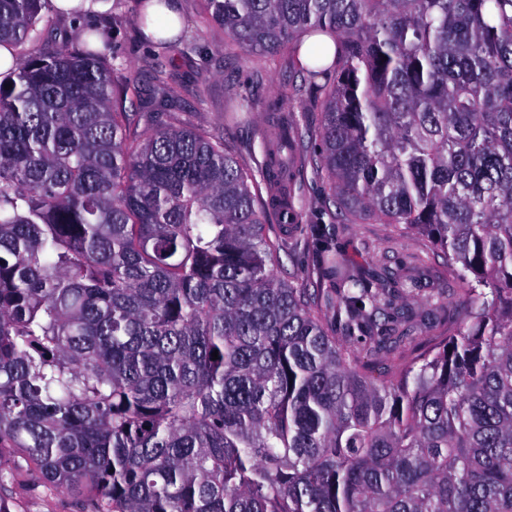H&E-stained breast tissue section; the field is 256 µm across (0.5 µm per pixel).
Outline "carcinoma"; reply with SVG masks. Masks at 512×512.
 Returning a JSON list of instances; mask_svg holds the SVG:
<instances>
[{
    "mask_svg": "<svg viewBox=\"0 0 512 512\" xmlns=\"http://www.w3.org/2000/svg\"><path fill=\"white\" fill-rule=\"evenodd\" d=\"M45 3L0 0V47L35 42ZM204 11L239 52L324 80L320 150L282 158L280 115L255 170L161 123L159 56L143 111L91 49L35 46L0 81V481L20 457L90 512H512V0ZM311 35L330 66L301 61ZM249 114L231 97L224 125ZM296 162L345 223L448 255L461 320L407 352L416 283L345 258L328 224L309 227L317 287L282 282L264 200L288 202ZM357 343L397 359L383 381Z\"/></svg>",
    "mask_w": 512,
    "mask_h": 512,
    "instance_id": "obj_1",
    "label": "carcinoma"
}]
</instances>
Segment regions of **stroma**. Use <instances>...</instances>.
<instances>
[{
  "instance_id": "obj_1",
  "label": "stroma",
  "mask_w": 512,
  "mask_h": 512,
  "mask_svg": "<svg viewBox=\"0 0 512 512\" xmlns=\"http://www.w3.org/2000/svg\"><path fill=\"white\" fill-rule=\"evenodd\" d=\"M139 4L140 0H111L109 9L82 19L83 28L107 30L104 51L117 55L122 64L120 79L136 88L133 104L148 97L155 77L152 62L164 55L170 60L172 81L181 88L177 119H191L198 128L223 137L226 152L236 158L254 166L262 164L257 130L274 108L291 114L302 138L318 131L322 114L314 94L296 96L297 78L284 67L279 55L241 57L225 53L224 31L207 22L203 0H180L185 27L178 42L170 46L139 38ZM189 43L195 44L196 50L187 55L183 48ZM234 93L253 104L254 117L228 126L224 123V103ZM336 212L323 175L309 165L294 167L292 205L281 222L266 228L267 235L288 240L277 268L281 279L297 288H314L315 281L307 272L316 263V249L303 239L301 230L308 224H332L336 227L334 241L348 259L384 264L420 280L419 290L409 299L415 316V344L426 346L434 334L462 317L461 306L442 303L453 285L448 259L426 238L372 218L342 224L337 222ZM0 498L8 502L10 512H86L82 494L44 486L24 463L0 485Z\"/></svg>"
}]
</instances>
